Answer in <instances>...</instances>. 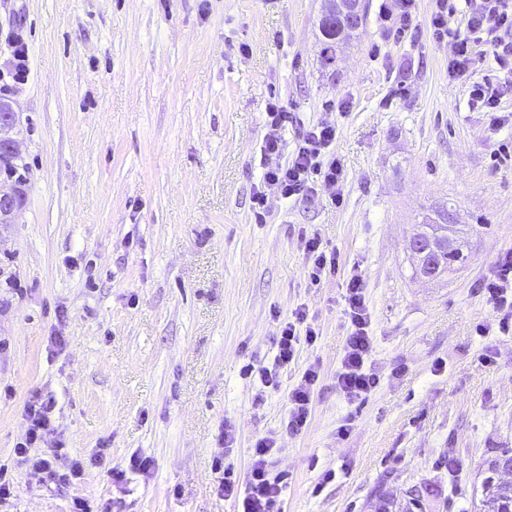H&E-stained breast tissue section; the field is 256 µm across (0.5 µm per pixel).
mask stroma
Wrapping results in <instances>:
<instances>
[{
    "mask_svg": "<svg viewBox=\"0 0 512 512\" xmlns=\"http://www.w3.org/2000/svg\"><path fill=\"white\" fill-rule=\"evenodd\" d=\"M380 2L364 0L358 36L326 67L322 0H0V84L14 32L29 56L7 95L26 199L0 224V475L14 484L0 512L66 509L67 494L14 453L36 392L57 401L45 447L64 441L87 463L69 494L97 510L237 512L214 462L246 476L269 437L272 471L291 476L286 512H374L380 494L400 512L421 486L422 512H475L488 461L512 452V331L483 290L512 250V129L493 130L449 81L432 0H418V34L395 40ZM274 98L295 114L290 149L335 116L342 204L324 187L272 195L256 219ZM442 206L478 230L465 237L468 267L427 281L408 241ZM313 232L338 258L318 282L304 250ZM354 274L380 383L350 404L335 374ZM299 307L318 339L278 368L277 389L262 388L256 372ZM312 364L311 421L295 434L288 392ZM134 455L150 459L149 476L113 484L108 467ZM330 469L335 481L313 494Z\"/></svg>",
    "mask_w": 512,
    "mask_h": 512,
    "instance_id": "1",
    "label": "stroma"
}]
</instances>
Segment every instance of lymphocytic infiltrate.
I'll return each instance as SVG.
<instances>
[{
    "label": "lymphocytic infiltrate",
    "instance_id": "f902f5d3",
    "mask_svg": "<svg viewBox=\"0 0 512 512\" xmlns=\"http://www.w3.org/2000/svg\"><path fill=\"white\" fill-rule=\"evenodd\" d=\"M460 16L461 24L450 27L449 20ZM430 28L435 39L448 40L451 54L448 77L470 79L468 103L477 112L486 114L491 127L512 124V113L503 109L505 100L512 99V0H435L430 14ZM490 52L496 64L495 79H474V67L483 52ZM294 114L280 103L268 104L264 123L267 134L261 152L269 164L263 172L264 191L256 193L254 202L265 207L267 190L281 198L313 194L317 184L338 185L341 170L328 154L336 140L334 119L323 118L303 130L291 153L283 151V134L293 123ZM485 294L499 318L500 329L512 328V251L503 253L494 271L484 284ZM346 315L350 332L346 338L340 365L336 370V389L350 403L366 399L379 384L378 377L367 368L373 343L369 332L370 316L365 302L361 279L352 276L346 288ZM318 333L308 322L305 308H296L284 319L276 341L275 366L259 372L263 387H278L277 367L291 363L300 343H315ZM319 369L309 366L300 381L288 393V428L299 433L311 417V404L319 380ZM56 401L52 396L34 393L26 409L27 424L24 443L15 453L21 464L41 480L65 489L80 482L85 464L69 458L64 445L41 451L45 436L55 428ZM274 450L269 438L258 439L251 454L246 482H238L231 470L216 464L221 475L219 488L225 497L242 501V512H284L288 493V478L273 476L268 470V458Z\"/></svg>",
    "mask_w": 512,
    "mask_h": 512
}]
</instances>
